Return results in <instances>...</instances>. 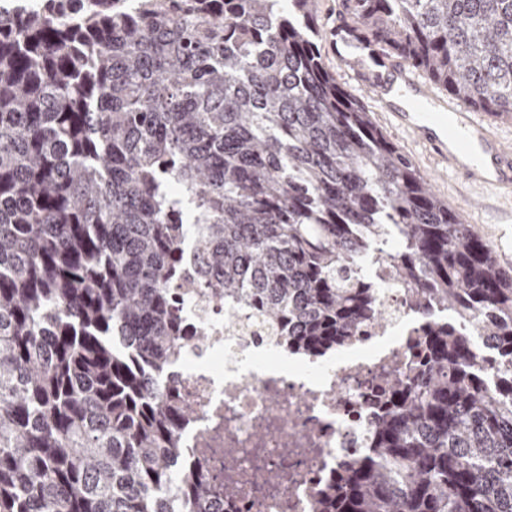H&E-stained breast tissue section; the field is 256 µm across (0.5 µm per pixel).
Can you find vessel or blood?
<instances>
[{"label": "vessel or blood", "instance_id": "obj_1", "mask_svg": "<svg viewBox=\"0 0 512 512\" xmlns=\"http://www.w3.org/2000/svg\"><path fill=\"white\" fill-rule=\"evenodd\" d=\"M371 85L392 122L428 145L437 164L472 185L512 194V150L467 106L437 94L429 82L399 60L385 62Z\"/></svg>", "mask_w": 512, "mask_h": 512}]
</instances>
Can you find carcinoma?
<instances>
[{"label": "carcinoma", "instance_id": "carcinoma-1", "mask_svg": "<svg viewBox=\"0 0 512 512\" xmlns=\"http://www.w3.org/2000/svg\"><path fill=\"white\" fill-rule=\"evenodd\" d=\"M345 66L399 57L512 117V0H340ZM316 0H0V512H210L172 396L181 287L305 351L429 325L320 512H512V272L324 66Z\"/></svg>", "mask_w": 512, "mask_h": 512}]
</instances>
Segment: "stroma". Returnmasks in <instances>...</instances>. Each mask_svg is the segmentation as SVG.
<instances>
[{
    "label": "stroma",
    "mask_w": 512,
    "mask_h": 512,
    "mask_svg": "<svg viewBox=\"0 0 512 512\" xmlns=\"http://www.w3.org/2000/svg\"><path fill=\"white\" fill-rule=\"evenodd\" d=\"M338 10L339 0H317L320 24L317 45L324 65L350 93L363 100L386 138L411 158L434 191L460 213L464 221L492 248L500 265L512 270V200L502 202L492 192L471 190L460 176L434 165L422 146L390 122L386 113L380 111L375 96L357 81L354 70L341 61L345 49L337 44L333 30Z\"/></svg>",
    "instance_id": "stroma-1"
}]
</instances>
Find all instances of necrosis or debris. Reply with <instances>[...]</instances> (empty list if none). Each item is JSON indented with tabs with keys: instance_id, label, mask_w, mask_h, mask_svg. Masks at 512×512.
<instances>
[{
	"instance_id": "1",
	"label": "necrosis or debris",
	"mask_w": 512,
	"mask_h": 512,
	"mask_svg": "<svg viewBox=\"0 0 512 512\" xmlns=\"http://www.w3.org/2000/svg\"><path fill=\"white\" fill-rule=\"evenodd\" d=\"M381 293L385 325L290 368L292 350L251 306L172 286L188 334L174 387L195 409L183 428L185 459L213 486L216 512H318L321 492L369 448L381 413L372 391L413 373L425 325L407 288L388 282Z\"/></svg>"
}]
</instances>
